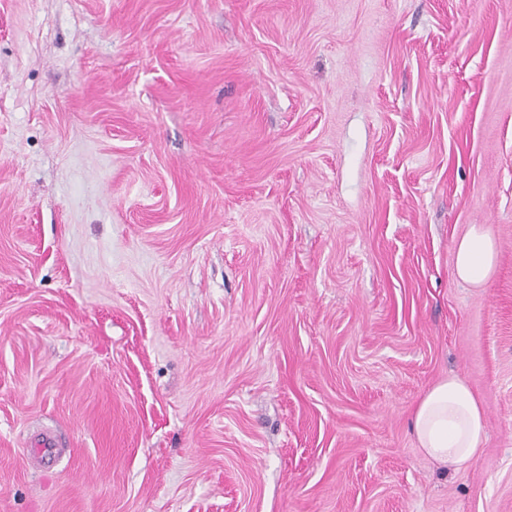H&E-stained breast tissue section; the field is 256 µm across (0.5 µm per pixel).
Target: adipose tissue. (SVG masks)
Instances as JSON below:
<instances>
[{
  "instance_id": "adipose-tissue-1",
  "label": "adipose tissue",
  "mask_w": 512,
  "mask_h": 512,
  "mask_svg": "<svg viewBox=\"0 0 512 512\" xmlns=\"http://www.w3.org/2000/svg\"><path fill=\"white\" fill-rule=\"evenodd\" d=\"M495 256L492 239L480 230H471L456 249V277L471 284L483 282L493 267ZM411 425L424 454L457 468L474 458L484 436L480 403L454 375L422 396L414 408Z\"/></svg>"
}]
</instances>
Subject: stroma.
<instances>
[{
  "label": "stroma",
  "mask_w": 512,
  "mask_h": 512,
  "mask_svg": "<svg viewBox=\"0 0 512 512\" xmlns=\"http://www.w3.org/2000/svg\"><path fill=\"white\" fill-rule=\"evenodd\" d=\"M0 512H512V0H0ZM496 251L492 239L484 232L472 229L459 242L455 254V275L467 283H482L489 275ZM479 401L456 375L433 386L416 404L412 431L418 448L441 464L460 468L478 452L484 436ZM58 454L56 442L52 437H43L35 441L24 452V461L31 467L45 468L50 466Z\"/></svg>",
  "instance_id": "1"
}]
</instances>
